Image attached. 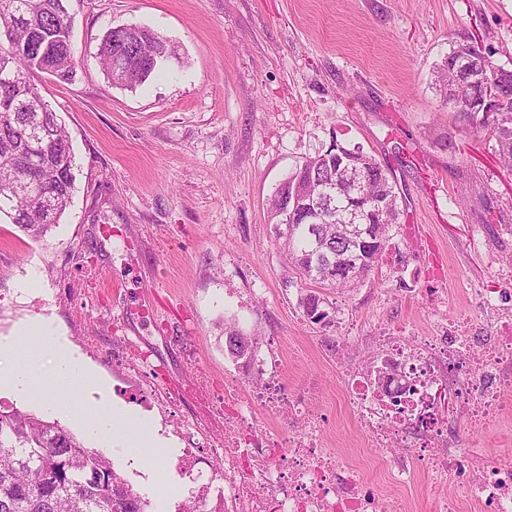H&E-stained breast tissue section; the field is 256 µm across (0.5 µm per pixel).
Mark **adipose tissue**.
Wrapping results in <instances>:
<instances>
[{
	"instance_id": "ef3b65f1",
	"label": "adipose tissue",
	"mask_w": 512,
	"mask_h": 512,
	"mask_svg": "<svg viewBox=\"0 0 512 512\" xmlns=\"http://www.w3.org/2000/svg\"><path fill=\"white\" fill-rule=\"evenodd\" d=\"M49 351L55 356V369L47 380L39 362ZM91 387L83 367L42 322H31L16 337L0 340V390L42 402L57 417L78 419L92 434L125 448L136 458L157 460L158 441L148 427L121 406L108 409L94 403L87 396Z\"/></svg>"
}]
</instances>
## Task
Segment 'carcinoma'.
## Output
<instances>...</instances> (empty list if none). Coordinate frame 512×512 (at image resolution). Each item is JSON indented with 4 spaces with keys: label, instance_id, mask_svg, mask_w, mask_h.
Instances as JSON below:
<instances>
[{
    "label": "carcinoma",
    "instance_id": "carcinoma-1",
    "mask_svg": "<svg viewBox=\"0 0 512 512\" xmlns=\"http://www.w3.org/2000/svg\"><path fill=\"white\" fill-rule=\"evenodd\" d=\"M488 53L475 42L453 45L450 61L470 54ZM121 56L124 68L117 85H143L159 68L177 58V48L154 30L142 26L110 28L100 43L99 64L112 76L113 58ZM76 60L71 22L65 0H0V222L17 225L37 240L70 206L75 182V158L65 126L43 101L30 81L38 70L60 81L74 77ZM439 90L456 85L453 68L437 67ZM502 91L508 101L492 121L460 106L455 117L471 129H491L494 150L512 166V77ZM36 122L40 142L31 150V122ZM35 152L39 165H26ZM355 154L365 195L390 202L388 216L367 213L354 237H336V225L347 223L349 209L361 205L346 195L337 157L320 152L306 158L276 188L269 203V220L275 239L299 275L320 289L350 288L366 278L388 252L393 230L399 224L398 196L382 164L360 147H342ZM288 187L294 201L288 232L276 221L280 191ZM319 196L321 219L311 217L305 198ZM324 299L311 291L300 297L305 315L317 322L327 319L320 311ZM225 348L234 360L252 356L254 339L234 326L224 328ZM148 501L134 493L100 452L85 446L57 421H48L15 408H0V512H146Z\"/></svg>",
    "mask_w": 512,
    "mask_h": 512
}]
</instances>
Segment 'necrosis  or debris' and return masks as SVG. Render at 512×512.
I'll list each match as a JSON object with an SVG mask.
<instances>
[{"mask_svg": "<svg viewBox=\"0 0 512 512\" xmlns=\"http://www.w3.org/2000/svg\"><path fill=\"white\" fill-rule=\"evenodd\" d=\"M497 328L479 353L471 349L468 324L455 318L417 342L387 336L379 371L347 375L344 400L374 445L415 451L414 458L389 461L391 484L406 486L419 463L433 480L459 483L481 512H512V462L486 465L470 479L474 451L451 443L444 415L450 398L463 424L488 426L500 416L512 396V321ZM243 380L247 395L224 391L223 440L203 451L184 449L179 461L201 512H223L229 501L234 512H388L364 468L324 447L318 425L290 437L280 459L268 462L277 437L258 434L259 411L291 423L307 409L267 360H256Z\"/></svg>", "mask_w": 512, "mask_h": 512, "instance_id": "4bbe7bcc", "label": "necrosis or debris"}]
</instances>
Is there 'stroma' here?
Returning a JSON list of instances; mask_svg holds the SVG:
<instances>
[{
  "label": "stroma",
  "mask_w": 512,
  "mask_h": 512,
  "mask_svg": "<svg viewBox=\"0 0 512 512\" xmlns=\"http://www.w3.org/2000/svg\"><path fill=\"white\" fill-rule=\"evenodd\" d=\"M76 72L31 80L57 112L76 160L72 204L31 240L0 223V337L37 319L104 384L102 398L146 421L169 453L158 466L66 428L149 503L174 512L191 482L188 445L224 434L226 384L245 367L225 349L238 327L266 356L279 339L291 392H309L327 448L367 465L391 458L343 397L345 370L376 361L390 332L413 339L468 318L489 335L512 315V170L487 132L463 127L434 88L452 45L473 41L512 69V0H66ZM137 24L178 49L136 89L112 85L105 32ZM390 172L400 227L387 257L352 288L323 290L328 321L298 306L267 217L275 187L331 143ZM498 300V314L484 305ZM490 461L512 453V408L462 428ZM393 512H434L427 470L381 487Z\"/></svg>",
  "instance_id": "35a3bbf8"
}]
</instances>
